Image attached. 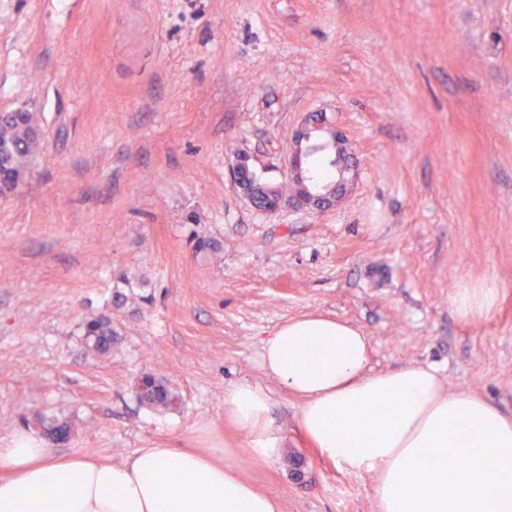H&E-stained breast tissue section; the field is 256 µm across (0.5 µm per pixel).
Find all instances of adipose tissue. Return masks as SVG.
Instances as JSON below:
<instances>
[{
	"mask_svg": "<svg viewBox=\"0 0 512 512\" xmlns=\"http://www.w3.org/2000/svg\"><path fill=\"white\" fill-rule=\"evenodd\" d=\"M357 327L319 313L280 325L264 373L301 402L303 438L369 476L377 512H512V418L435 369L376 372ZM260 384L224 391V418L253 461L273 464L284 440ZM0 512H280L243 475L232 445L139 448L112 463L59 457L30 432L0 447Z\"/></svg>",
	"mask_w": 512,
	"mask_h": 512,
	"instance_id": "ef3b65f1",
	"label": "adipose tissue"
}]
</instances>
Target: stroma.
<instances>
[{"mask_svg": "<svg viewBox=\"0 0 512 512\" xmlns=\"http://www.w3.org/2000/svg\"><path fill=\"white\" fill-rule=\"evenodd\" d=\"M19 110L46 144L0 195L1 446L35 412L72 424L60 456L203 448L206 426L231 441L224 390L247 380L287 457L240 449L246 478L281 512H376L260 367L312 312L362 329L373 370L432 366L512 417V0H0V112ZM311 112L357 158L349 193L256 210L237 151L282 180ZM478 284L495 307L458 317ZM91 315L112 321L106 355L83 343ZM147 374L175 410L140 404ZM498 288H459L451 299V304L456 313L468 318L476 314L489 312L495 305Z\"/></svg>", "mask_w": 512, "mask_h": 512, "instance_id": "35a3bbf8", "label": "stroma"}]
</instances>
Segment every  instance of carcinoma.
Returning a JSON list of instances; mask_svg holds the SVG:
<instances>
[{
	"instance_id": "obj_1",
	"label": "carcinoma",
	"mask_w": 512,
	"mask_h": 512,
	"mask_svg": "<svg viewBox=\"0 0 512 512\" xmlns=\"http://www.w3.org/2000/svg\"><path fill=\"white\" fill-rule=\"evenodd\" d=\"M44 133L38 116L33 112L0 113V194L16 191L26 173L43 150ZM114 333L112 320L90 316L83 323V340L92 352L104 355L111 351ZM137 399L151 409L173 410L178 396L167 385L151 375L141 378L136 390ZM33 425L45 434L65 439L71 425L65 420L39 414Z\"/></svg>"
}]
</instances>
